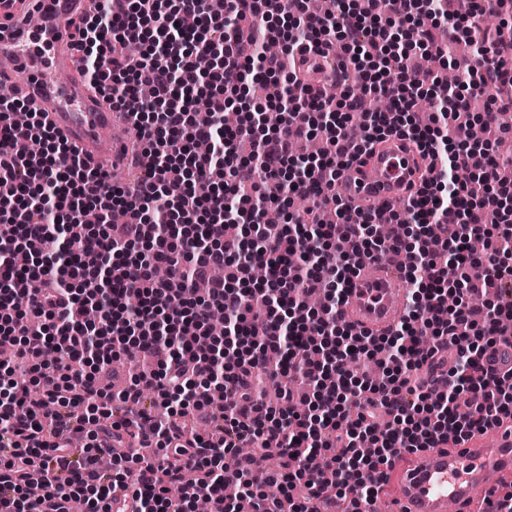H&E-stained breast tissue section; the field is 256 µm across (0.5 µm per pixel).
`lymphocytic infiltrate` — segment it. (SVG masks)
<instances>
[{"instance_id": "lymphocytic-infiltrate-1", "label": "lymphocytic infiltrate", "mask_w": 512, "mask_h": 512, "mask_svg": "<svg viewBox=\"0 0 512 512\" xmlns=\"http://www.w3.org/2000/svg\"><path fill=\"white\" fill-rule=\"evenodd\" d=\"M96 0L76 24V61L113 109L136 112L133 163L151 162L127 188L82 157L45 122L43 110L0 98V512H113L133 496L135 512H185L168 490L193 475L209 512H322L330 497L344 512L378 494L395 457L463 443L512 417V368L488 366L494 346L512 349V314L487 298L501 280L498 255L512 254V157L500 159L493 106L512 105V21L488 34L481 19L503 0ZM447 23L475 46L455 86L434 75L432 55L450 57L433 26ZM308 50L344 39L352 81L327 98L291 66L262 49L268 38ZM129 40L141 55H125ZM422 63L404 66L411 47ZM198 75L213 112L193 119L190 75ZM285 76L298 92L278 107L276 124L228 126L254 82ZM390 107L352 116L361 95ZM490 111L471 134L469 104ZM411 138L438 158L443 175L425 181L407 206L408 236L385 241L382 211L338 202L336 177L365 162L391 135ZM321 136L324 149L294 164L296 144ZM38 139L50 150L23 156ZM312 203L295 229L267 224L263 213L293 198ZM127 220L108 223L112 210ZM501 236L485 258L472 236ZM410 255L414 290L399 328L362 341L340 325L336 308L356 256ZM266 269L253 280V265ZM168 275L158 279L155 267ZM225 277H211L214 267ZM327 289L312 309L308 293ZM224 333L211 336L214 309ZM455 345L457 368L445 388L416 378ZM152 354L154 367L124 390L103 391L100 377L121 353ZM377 364L371 380L362 362ZM301 377L314 392L304 411L291 392L264 398L265 377ZM469 391L467 408L457 397ZM122 454L106 455L111 445ZM253 453L224 466L241 445ZM324 459L314 472L305 459ZM277 465L261 493L247 480L265 461ZM236 483L239 499L226 501Z\"/></svg>"}]
</instances>
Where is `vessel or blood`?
<instances>
[{"label": "vessel or blood", "mask_w": 512, "mask_h": 512, "mask_svg": "<svg viewBox=\"0 0 512 512\" xmlns=\"http://www.w3.org/2000/svg\"><path fill=\"white\" fill-rule=\"evenodd\" d=\"M42 21L32 27L7 19L0 8V78L18 79V97L46 109L47 121L84 155L115 157L120 139L110 103L70 72L72 20L89 13L91 0H40ZM432 167L415 144L388 137L366 164L343 169L345 203L375 202L392 209L416 197L422 175ZM404 295L384 260L366 262L351 277L336 317L354 331L381 333L403 313ZM400 481L392 512H481L494 479L512 475V421L491 435L477 434L454 448H428L409 461L395 459Z\"/></svg>", "instance_id": "1"}]
</instances>
